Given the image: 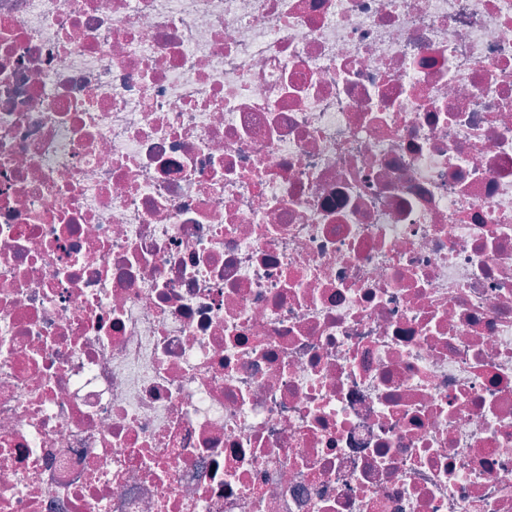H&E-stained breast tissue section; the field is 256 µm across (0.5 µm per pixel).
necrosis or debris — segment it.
Instances as JSON below:
<instances>
[{
    "label": "necrosis or debris",
    "mask_w": 512,
    "mask_h": 512,
    "mask_svg": "<svg viewBox=\"0 0 512 512\" xmlns=\"http://www.w3.org/2000/svg\"><path fill=\"white\" fill-rule=\"evenodd\" d=\"M0 512H512V0H0Z\"/></svg>",
    "instance_id": "4bbe7bcc"
}]
</instances>
